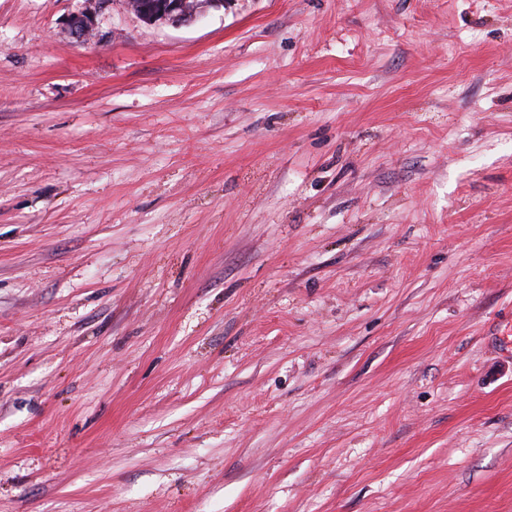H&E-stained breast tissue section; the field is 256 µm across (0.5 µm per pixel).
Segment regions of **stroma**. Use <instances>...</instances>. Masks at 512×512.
Here are the masks:
<instances>
[{
    "label": "stroma",
    "instance_id": "stroma-1",
    "mask_svg": "<svg viewBox=\"0 0 512 512\" xmlns=\"http://www.w3.org/2000/svg\"><path fill=\"white\" fill-rule=\"evenodd\" d=\"M0 0V512H512V0ZM94 2L98 4L97 9L82 8L79 12L72 14L67 22L69 33L77 41L87 42L94 38L100 40L104 37L99 29L97 16L109 0H95ZM126 8L142 21L173 26L189 25L224 0H124Z\"/></svg>",
    "mask_w": 512,
    "mask_h": 512
}]
</instances>
